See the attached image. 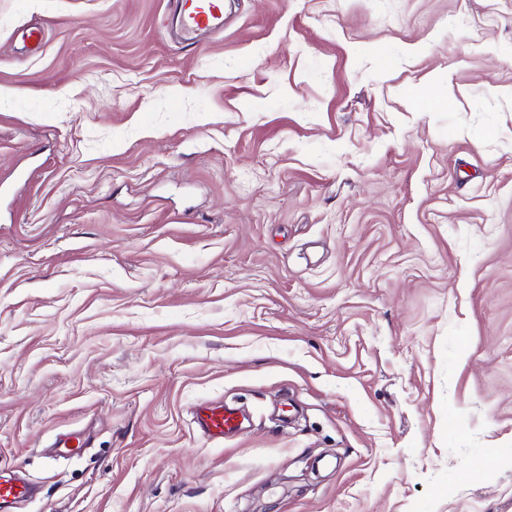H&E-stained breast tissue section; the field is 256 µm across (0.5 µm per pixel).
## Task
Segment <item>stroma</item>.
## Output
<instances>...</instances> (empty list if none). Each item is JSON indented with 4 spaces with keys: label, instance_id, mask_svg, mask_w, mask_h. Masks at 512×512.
Wrapping results in <instances>:
<instances>
[{
    "label": "stroma",
    "instance_id": "1",
    "mask_svg": "<svg viewBox=\"0 0 512 512\" xmlns=\"http://www.w3.org/2000/svg\"><path fill=\"white\" fill-rule=\"evenodd\" d=\"M171 23L0 0L15 512H512V0ZM196 422L209 439L220 442L239 428L235 410L215 402L204 403L198 408Z\"/></svg>",
    "mask_w": 512,
    "mask_h": 512
}]
</instances>
